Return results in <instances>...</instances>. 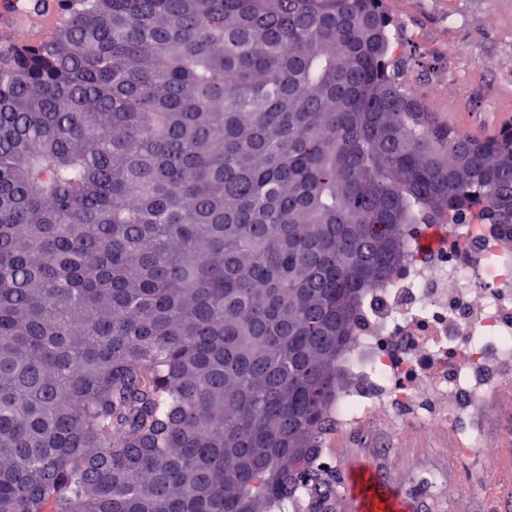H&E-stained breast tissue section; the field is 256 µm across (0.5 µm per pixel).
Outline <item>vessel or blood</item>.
<instances>
[{"instance_id":"obj_1","label":"vessel or blood","mask_w":512,"mask_h":512,"mask_svg":"<svg viewBox=\"0 0 512 512\" xmlns=\"http://www.w3.org/2000/svg\"><path fill=\"white\" fill-rule=\"evenodd\" d=\"M61 0H0V44L19 46L47 39L60 17ZM348 487L360 512H409L408 500L389 493L373 472L359 470Z\"/></svg>"}]
</instances>
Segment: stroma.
Masks as SVG:
<instances>
[{
  "label": "stroma",
  "mask_w": 512,
  "mask_h": 512,
  "mask_svg": "<svg viewBox=\"0 0 512 512\" xmlns=\"http://www.w3.org/2000/svg\"><path fill=\"white\" fill-rule=\"evenodd\" d=\"M385 7L403 79L438 121L481 135L512 115V0H386ZM486 421L488 451L471 460L450 454V438L418 430L399 452L389 431L340 439L325 451L337 486L329 512H356L346 480L362 468L413 502L414 512H512V390L491 400ZM460 483L471 491L458 499L452 490Z\"/></svg>",
  "instance_id": "1"
}]
</instances>
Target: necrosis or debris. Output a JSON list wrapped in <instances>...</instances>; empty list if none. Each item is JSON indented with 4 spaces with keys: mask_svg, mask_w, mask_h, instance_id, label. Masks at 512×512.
Segmentation results:
<instances>
[{
    "mask_svg": "<svg viewBox=\"0 0 512 512\" xmlns=\"http://www.w3.org/2000/svg\"><path fill=\"white\" fill-rule=\"evenodd\" d=\"M445 231L430 253L409 236L364 301L347 342L352 382L332 419L347 435L412 424L451 437L465 459L484 447V402L512 388V251L487 224Z\"/></svg>",
    "mask_w": 512,
    "mask_h": 512,
    "instance_id": "1",
    "label": "necrosis or debris"
}]
</instances>
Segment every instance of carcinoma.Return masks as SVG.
Returning a JSON list of instances; mask_svg holds the SVG:
<instances>
[{"instance_id":"1","label":"carcinoma","mask_w":512,"mask_h":512,"mask_svg":"<svg viewBox=\"0 0 512 512\" xmlns=\"http://www.w3.org/2000/svg\"><path fill=\"white\" fill-rule=\"evenodd\" d=\"M0 47V512L325 508L409 233L512 244V126L443 125L383 0H63Z\"/></svg>"}]
</instances>
